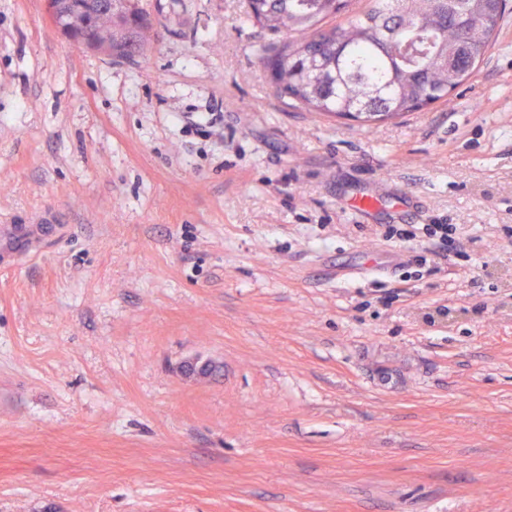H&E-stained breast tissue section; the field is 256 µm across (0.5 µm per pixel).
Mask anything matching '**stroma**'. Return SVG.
<instances>
[{
  "instance_id": "1",
  "label": "stroma",
  "mask_w": 512,
  "mask_h": 512,
  "mask_svg": "<svg viewBox=\"0 0 512 512\" xmlns=\"http://www.w3.org/2000/svg\"><path fill=\"white\" fill-rule=\"evenodd\" d=\"M140 6L125 61L0 0V224L67 227L0 270V512H512V12L362 126L277 93L244 0ZM433 222L462 250L384 237Z\"/></svg>"
}]
</instances>
